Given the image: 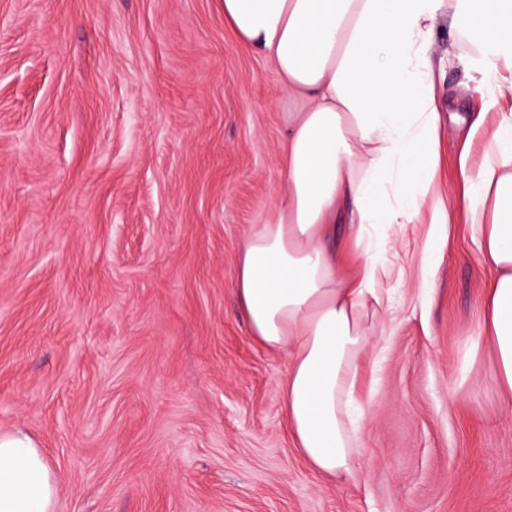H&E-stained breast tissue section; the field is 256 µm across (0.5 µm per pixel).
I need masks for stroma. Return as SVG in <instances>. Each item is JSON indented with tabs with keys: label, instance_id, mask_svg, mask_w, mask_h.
<instances>
[{
	"label": "stroma",
	"instance_id": "stroma-1",
	"mask_svg": "<svg viewBox=\"0 0 512 512\" xmlns=\"http://www.w3.org/2000/svg\"><path fill=\"white\" fill-rule=\"evenodd\" d=\"M432 60L430 206L512 108L486 106L460 23L440 18ZM291 108L221 0H0V432L45 449L55 512H512V394L473 344L492 272L459 218L424 288L430 206L371 230L392 303L363 361L360 473L294 448L287 354L255 343L233 287L286 188Z\"/></svg>",
	"mask_w": 512,
	"mask_h": 512
}]
</instances>
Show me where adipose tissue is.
Masks as SVG:
<instances>
[{"instance_id":"adipose-tissue-1","label":"adipose tissue","mask_w":512,"mask_h":512,"mask_svg":"<svg viewBox=\"0 0 512 512\" xmlns=\"http://www.w3.org/2000/svg\"><path fill=\"white\" fill-rule=\"evenodd\" d=\"M224 22L265 54L297 104L287 113L286 189L253 225L234 288L251 336L288 353L280 385L290 437L317 472L348 479L361 463L349 425L358 362L389 298L382 251L355 234L346 269L330 241L336 209L353 223H413L436 178L442 118L431 56L441 16L464 18L488 65L482 88L512 97V0H222ZM466 217L497 271L477 333L512 392V113L487 133L479 162L458 157ZM56 476L38 442L0 433V512H54Z\"/></svg>"}]
</instances>
